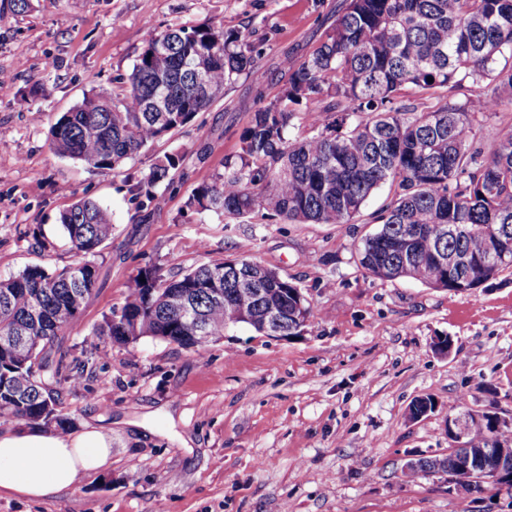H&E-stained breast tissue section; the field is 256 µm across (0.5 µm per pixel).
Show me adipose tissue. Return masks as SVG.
I'll list each match as a JSON object with an SVG mask.
<instances>
[{
    "instance_id": "ef3b65f1",
    "label": "adipose tissue",
    "mask_w": 512,
    "mask_h": 512,
    "mask_svg": "<svg viewBox=\"0 0 512 512\" xmlns=\"http://www.w3.org/2000/svg\"><path fill=\"white\" fill-rule=\"evenodd\" d=\"M111 456L110 437L95 427L69 434L0 433V495L41 499L74 490Z\"/></svg>"
}]
</instances>
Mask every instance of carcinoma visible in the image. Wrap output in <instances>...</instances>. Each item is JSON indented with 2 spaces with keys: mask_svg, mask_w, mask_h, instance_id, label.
<instances>
[{
  "mask_svg": "<svg viewBox=\"0 0 512 512\" xmlns=\"http://www.w3.org/2000/svg\"><path fill=\"white\" fill-rule=\"evenodd\" d=\"M261 54L239 31L202 26L150 35L121 92L83 98L51 127V147L92 170L114 171L143 148L206 111L241 76L258 104L240 134V151L224 172L200 185L187 206L234 218L259 214L292 224H348L385 184L392 199L373 217L378 229L358 247L360 266L381 281L411 279L430 288L471 291L512 272V126L489 147L476 140V114L512 106V0H343L321 46L282 61L287 81L266 98ZM433 81H428V78ZM468 82L483 89L457 97ZM405 87L437 94L443 104L417 110L396 101ZM164 156L132 185L150 201L178 169ZM59 222L79 260L59 272L27 268L0 278V419L63 428L45 379H70L57 337L72 328L96 292L91 258L112 237V212L92 198L75 202ZM488 237L501 253L483 264ZM463 254L449 267L435 253ZM224 296H215V289ZM258 288L263 295L240 294ZM184 293L187 314L166 301ZM282 308L287 335L298 336L311 309L299 287L250 258L199 265L178 279L148 266L138 273L103 332L128 344L144 337L224 336L225 325L252 322L269 303ZM302 309H296L297 304ZM512 430L487 418L470 428L465 447L443 458H419L403 470L413 479L435 468L455 477L461 509L482 489L458 472L464 448L486 450L499 465Z\"/></svg>",
  "mask_w": 512,
  "mask_h": 512,
  "instance_id": "obj_1",
  "label": "carcinoma"
}]
</instances>
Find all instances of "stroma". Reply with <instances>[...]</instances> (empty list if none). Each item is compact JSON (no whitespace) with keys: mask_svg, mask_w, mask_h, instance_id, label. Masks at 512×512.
<instances>
[{"mask_svg":"<svg viewBox=\"0 0 512 512\" xmlns=\"http://www.w3.org/2000/svg\"><path fill=\"white\" fill-rule=\"evenodd\" d=\"M340 0H0V278L75 256L59 214L82 198L111 209L115 229L95 256L97 290L58 341L78 383L53 384L72 431L107 432L112 457L77 490L47 500L0 497V512H459L442 472L406 480L418 458L444 457L448 408L512 418V274L470 292L381 281L357 246L376 231L382 188L351 223L241 222L189 210L256 105L240 78L175 134L127 162L93 172L55 153L49 129L84 95L120 92L150 30H240L262 49L266 95L285 82L283 57L321 42ZM184 157L148 209L131 191L165 154ZM250 256L300 287L312 317L301 335L247 325L185 348L152 337L112 342L100 328L140 268L176 277ZM449 338L443 354L435 342ZM432 398L436 412L407 418Z\"/></svg>","mask_w":512,"mask_h":512,"instance_id":"35a3bbf8","label":"stroma"}]
</instances>
